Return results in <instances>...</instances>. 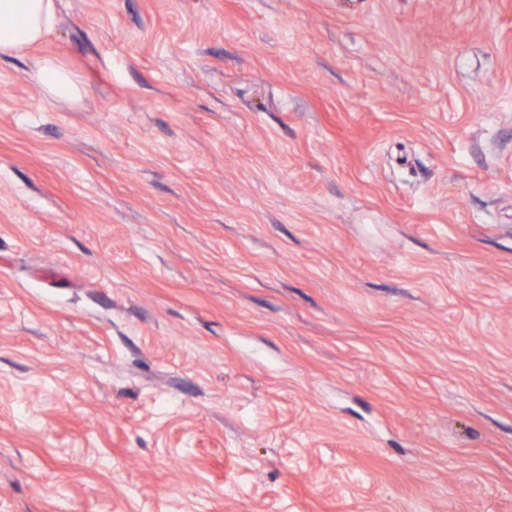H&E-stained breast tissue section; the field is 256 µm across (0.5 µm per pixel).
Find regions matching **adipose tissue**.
Wrapping results in <instances>:
<instances>
[{"label":"adipose tissue","mask_w":512,"mask_h":512,"mask_svg":"<svg viewBox=\"0 0 512 512\" xmlns=\"http://www.w3.org/2000/svg\"><path fill=\"white\" fill-rule=\"evenodd\" d=\"M1 17L10 23L0 25V57L11 56L40 43L52 31L57 0H0ZM34 78L51 99L76 103L82 97L75 76L54 58H43Z\"/></svg>","instance_id":"ef3b65f1"}]
</instances>
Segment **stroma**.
<instances>
[{"mask_svg":"<svg viewBox=\"0 0 512 512\" xmlns=\"http://www.w3.org/2000/svg\"><path fill=\"white\" fill-rule=\"evenodd\" d=\"M0 512H512V0H58ZM34 78L45 95L53 100L77 103L82 97V88L75 76L54 58H43Z\"/></svg>","mask_w":512,"mask_h":512,"instance_id":"35a3bbf8","label":"stroma"}]
</instances>
